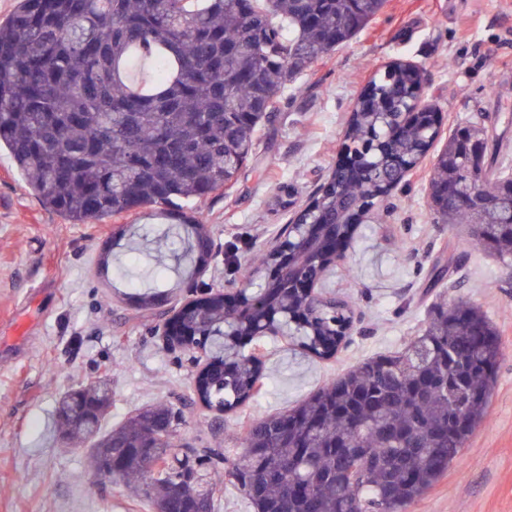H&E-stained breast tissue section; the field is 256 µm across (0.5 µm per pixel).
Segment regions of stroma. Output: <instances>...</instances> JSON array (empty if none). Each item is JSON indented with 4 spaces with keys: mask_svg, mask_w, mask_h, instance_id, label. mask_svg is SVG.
<instances>
[{
    "mask_svg": "<svg viewBox=\"0 0 512 512\" xmlns=\"http://www.w3.org/2000/svg\"><path fill=\"white\" fill-rule=\"evenodd\" d=\"M398 61L423 67L422 100L440 113V135L387 197L382 220L359 225L338 272L322 283V293L354 309L347 344L320 360L284 339H263L261 391L222 418L185 409L180 432L195 447L218 445L234 458L247 422L293 408L359 362L403 348L436 306L462 300L498 330L493 395L461 458L406 512H512V268L469 249L468 225L438 223L428 208L435 152L456 128L484 124L512 170V0H386L363 31L299 75L235 187L185 206L186 215H203L213 243L197 274L154 239L163 216L70 223L29 193L0 151V512H140L122 483L95 475L86 447L59 438L58 401L105 378L110 430L142 407L189 394L198 366L168 350L158 326L198 291L244 287L254 252L274 242L335 165L374 73ZM159 249L166 301L145 311L120 269L133 257L152 262Z\"/></svg>",
    "mask_w": 512,
    "mask_h": 512,
    "instance_id": "35a3bbf8",
    "label": "stroma"
}]
</instances>
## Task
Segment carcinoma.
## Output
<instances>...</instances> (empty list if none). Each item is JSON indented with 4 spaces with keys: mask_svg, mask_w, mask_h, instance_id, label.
Wrapping results in <instances>:
<instances>
[{
    "mask_svg": "<svg viewBox=\"0 0 512 512\" xmlns=\"http://www.w3.org/2000/svg\"><path fill=\"white\" fill-rule=\"evenodd\" d=\"M386 0H17L0 23V147L28 189L72 224L102 222L140 208L182 207L230 187L252 156L257 133L288 84L365 29ZM420 67L377 70L352 111L346 139L368 154L364 168L334 167L304 224H334L371 199L380 219L386 187L404 176L400 161L438 138L431 125L394 131L417 107ZM448 137L429 185V209L444 224H484L469 245L512 265V182L493 163L474 164L467 145L488 143L482 127ZM493 202L481 215L472 191ZM204 219L172 235L181 257L200 264ZM352 311L322 307L284 330L318 358L345 340L338 324ZM185 327L208 363L204 388L223 414L253 397L261 364L246 352L224 301L192 313ZM501 345L493 322L463 301L439 307L398 351L364 360L292 410L249 425L241 453L182 441V411L143 408L101 432L107 383L60 399L59 432L94 441L90 465L119 479L150 512H213L224 475L262 512H405L457 460L487 414ZM100 415L89 418L85 404Z\"/></svg>",
    "mask_w": 512,
    "mask_h": 512,
    "instance_id": "1",
    "label": "carcinoma"
}]
</instances>
